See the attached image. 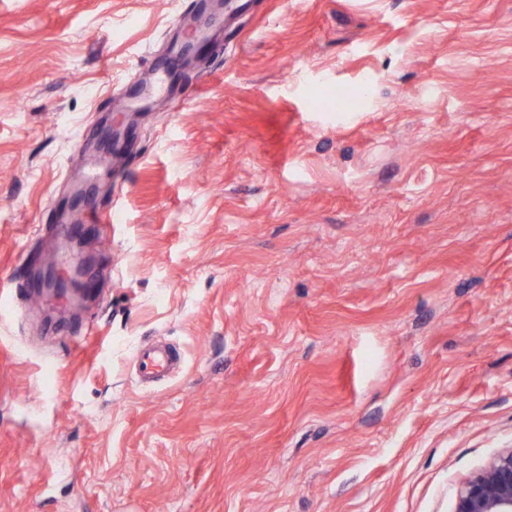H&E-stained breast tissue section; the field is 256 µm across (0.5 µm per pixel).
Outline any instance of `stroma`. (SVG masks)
I'll return each mask as SVG.
<instances>
[{"instance_id": "35a3bbf8", "label": "stroma", "mask_w": 512, "mask_h": 512, "mask_svg": "<svg viewBox=\"0 0 512 512\" xmlns=\"http://www.w3.org/2000/svg\"><path fill=\"white\" fill-rule=\"evenodd\" d=\"M196 9L0 0V512H452L512 448V0H248L82 182ZM70 247L73 258L69 269L61 271L53 265H35L31 268L30 276L34 273L36 287L56 301L76 302L83 297V290L91 293L81 281L82 269L86 263L82 246L80 243H72ZM137 361L141 373L159 377L172 369L175 356L170 350L162 352L155 348H145L138 353Z\"/></svg>"}]
</instances>
